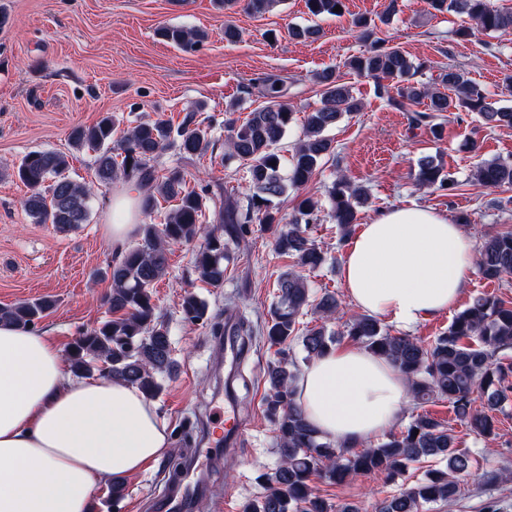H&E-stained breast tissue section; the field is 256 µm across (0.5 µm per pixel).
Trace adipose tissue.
I'll use <instances>...</instances> for the list:
<instances>
[{"label":"adipose tissue","instance_id":"obj_1","mask_svg":"<svg viewBox=\"0 0 512 512\" xmlns=\"http://www.w3.org/2000/svg\"><path fill=\"white\" fill-rule=\"evenodd\" d=\"M475 256L461 225L418 206L362 225L341 259L347 302L399 328L452 309ZM298 398L335 443L377 438L402 417L409 388L385 358L350 343L312 360ZM169 433L136 388L77 378L42 333L0 321V512H93L97 489L163 457Z\"/></svg>","mask_w":512,"mask_h":512}]
</instances>
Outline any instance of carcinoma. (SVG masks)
<instances>
[{"instance_id": "cac0c4a2", "label": "carcinoma", "mask_w": 512, "mask_h": 512, "mask_svg": "<svg viewBox=\"0 0 512 512\" xmlns=\"http://www.w3.org/2000/svg\"><path fill=\"white\" fill-rule=\"evenodd\" d=\"M282 0H219L226 10L241 8L250 14H264ZM431 10L453 12L462 18L455 35L466 40L479 32L512 33V9L496 7L492 0H428ZM315 17H340L345 0H305ZM353 26L370 40V48L351 56L345 67L375 81L376 93L399 112L410 113V124L438 130L436 120L447 112H473L488 129L511 128L512 107L499 105L484 88L461 70L448 67L439 75V86L413 80L423 67L402 50L374 37V26L365 17L353 19ZM167 43L184 51L196 50L206 39L200 30L167 25L158 30ZM321 87V106L307 113L302 136L286 157L279 148L293 122V112L278 101V80H263L268 105L249 113L245 120L234 117L235 108L224 113L229 131L227 160L244 170L248 189L245 208L226 198L219 212L220 224L210 228L202 218L211 200L210 190L186 187V174L173 169L163 177L150 162L169 146L182 158L192 160L214 149L210 131L188 112L174 127L163 119L139 121L120 139H112L116 121L104 116L95 124L79 126L70 135L76 151L93 154L100 184L112 186L120 179L134 181L146 189L142 208L150 212L158 199L174 202L162 224H142L140 242L108 266L105 277L111 288L104 296L109 317L75 337L68 351L70 372L81 378H115L154 399L162 391L163 379L171 376L174 358L169 324L156 313L153 286L165 277L168 247L203 238L195 250L193 267L199 281L219 287L224 284V262L229 260V242L238 239L248 224L275 227L274 248L293 259V268L277 281V295L268 320L258 331L244 319L221 320L209 314V307L197 294L187 291L179 304L181 319L209 323L211 335L231 337L239 354L249 351L257 340L277 348V358L267 367L268 389L264 397L267 417L276 433L277 461L271 471L260 475L265 493L253 500L245 512H332L324 498L314 493L313 477L321 473L340 485L357 475L375 473L388 481L405 475L410 465L429 457L445 461L442 468L424 475L398 493L384 499L377 512H422L427 504L450 502L460 493L457 477L471 470L470 457L456 450L452 429L427 413L412 416L398 432L389 433L374 446L349 450L323 441L307 422L297 402L296 384L308 364L334 347L345 336L374 354L390 361L405 377L414 405L446 400L458 420L477 436H497L496 413L512 398V362L503 352L512 349V304L480 293L458 311L448 328L431 342L391 333L371 315L344 319L341 303L328 292L314 298V291L300 271H314L326 261V253L308 234L305 226L327 217L349 235L357 222L358 209L368 203L366 191L338 175L328 187V208L312 197L303 198L290 219L279 217L274 200L290 189L312 181L322 161L334 153L326 131L346 115L360 110L351 87L333 69L315 77ZM424 109H418L419 105ZM69 155L35 150L26 153L15 176L30 190L24 208L37 224H52L66 232L89 223L91 190L65 176ZM472 179L488 189L512 186V160L499 158L482 162ZM416 185L423 189L452 190L457 181L437 158L419 159ZM478 271L483 279L501 281L512 277V229L484 236L479 250ZM56 300L45 296L0 308V320L7 319L34 329ZM317 323L299 333L300 317L308 311ZM343 330L331 329L333 322ZM299 346L303 357L296 356ZM482 409H477L476 402Z\"/></svg>"}]
</instances>
